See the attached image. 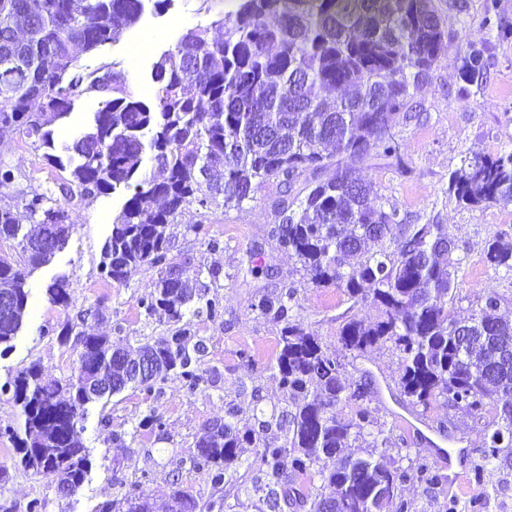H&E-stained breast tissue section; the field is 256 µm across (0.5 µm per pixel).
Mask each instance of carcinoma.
<instances>
[{"label": "carcinoma", "mask_w": 512, "mask_h": 512, "mask_svg": "<svg viewBox=\"0 0 512 512\" xmlns=\"http://www.w3.org/2000/svg\"><path fill=\"white\" fill-rule=\"evenodd\" d=\"M146 0H0V85L14 95L0 98V125L14 127L43 154L50 167L69 171L58 184L68 200L129 191L104 245L101 275L122 283L130 270L160 268L153 294L139 307L150 315L166 312L173 323L166 343L143 344L136 354L116 349L105 336L74 333L76 321L55 327L60 343L76 336L80 346L69 378L47 381L38 364L17 372L13 398L24 416L23 432L5 434L16 444L18 465L78 489L89 459L84 445L85 406L104 398L100 385L121 392L132 385L150 395L170 375L194 392L204 382L206 352L194 339L186 316L206 312L221 317L224 307L207 298L210 285L189 257L169 258L165 235L186 206L238 208L254 199L264 182L282 188L273 209V229L281 248L297 257L309 283L336 285L348 298L371 300L380 319L347 320L340 329L346 350L362 354L391 344L402 354L399 385L414 405L446 404L479 415L489 404L498 420L490 425L484 461L512 454V324L497 314L501 299L489 295L468 320L453 318L448 302L457 285L445 225L435 219L408 224L398 206L372 202L354 163L376 154L399 159V142L389 131L412 118L415 91L445 48L455 47L461 79L480 86L487 78L489 40L466 33L453 41L434 0H235L236 9L209 28L190 30L152 70L154 103L136 97L125 74L112 65L97 74L76 67L70 43L90 52L114 42L141 18ZM30 26L25 43L16 42L13 25ZM502 31L498 0H487L483 29ZM89 92L104 97L90 129L51 153L56 121L70 115L75 101ZM163 172L157 179L140 171L145 148ZM310 174L304 187L300 177ZM445 192L465 206L512 204V149L495 157L474 154L452 171ZM39 216V233H21L18 209ZM71 233L68 213L50 189L14 191L0 204V242L16 243L25 264L36 269L64 248ZM485 265L512 271V248L498 239L483 251ZM15 307L0 320V354L22 327L29 303L26 275L0 259V293ZM48 299L64 308L71 302L70 281L60 276L46 288ZM292 292L263 294L255 309L283 323L275 377L291 409L280 419L264 420L270 436L255 442L231 422L237 415L224 404V420L207 428L189 453L192 466L208 472L207 498L177 487L170 512H224V487L233 468L253 469V494L264 512H283L295 504L307 512H368L367 499L379 486L376 512L411 480H437L425 458L409 468L388 467L376 458L386 444L373 436L374 417L363 407L370 384L351 387L336 352L288 318ZM198 307L190 308V303ZM145 354L152 373L126 383L127 365ZM354 400L355 413L336 418V405ZM370 435L364 457H345L329 469L349 438ZM318 467L319 492L303 494L290 477ZM151 512L143 494L106 503L98 512Z\"/></svg>", "instance_id": "cac0c4a2"}]
</instances>
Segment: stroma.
Returning a JSON list of instances; mask_svg holds the SVG:
<instances>
[{"mask_svg":"<svg viewBox=\"0 0 512 512\" xmlns=\"http://www.w3.org/2000/svg\"><path fill=\"white\" fill-rule=\"evenodd\" d=\"M435 5L450 35L481 34L485 0H435ZM235 7L234 0H168L159 9L147 5L140 21L124 30L119 40L80 54L77 65L91 72L116 64L126 73L135 96L152 101L151 72L164 52L174 49L187 30L209 26ZM148 38L152 49L138 53V45ZM490 54L487 79L478 87L460 79L453 54L443 55L415 94L421 119L400 122L393 130L400 143V161L370 155L357 162L356 174L370 185L372 197L396 203L408 223L423 224L434 217L445 224L458 261V288L449 305L456 317H469L486 295L494 293L501 299L502 317L512 321V272L493 271L483 262L485 243L493 237L512 246V205L467 208L445 193L449 173L466 155L493 156L512 149V37L491 38ZM101 106L102 98L95 93L76 101L71 114L51 127L56 149L79 137ZM0 163L13 169L21 187L53 189L63 178L61 171L45 164L41 151L9 127H0ZM280 192L277 181L270 180L242 207L205 210L193 205L168 225L173 257L188 256L202 268L221 270L209 294L220 299L223 316L214 321L196 317L190 326L206 345L202 368L208 381L190 392L172 376L159 394L149 396L130 386L89 403L83 437L91 469L78 491L64 498L52 477L14 467L15 445L2 433L6 427L20 428L23 421L13 399V377L33 362L49 378L68 377L77 345L60 344L55 326L79 313L85 320L78 323V330L109 337L120 347L156 344L169 334L165 313L149 317L138 305L141 297L154 291L157 269L140 267L122 283L111 284L100 276L102 250L126 191L66 202L72 226L68 244L49 263L31 271L24 328L11 351L0 356V468L9 471L8 479L0 482V505L25 512L27 502L38 496L46 499L47 512H98L104 503L140 490L149 496L155 512H166L173 483L195 495H208L206 470L193 467L187 457L219 407L235 405L237 428L251 430L258 440L263 437L259 420L284 407L283 391L272 370L281 325L253 310L252 304L258 295L280 292L287 285L296 290L289 304L290 320L302 323L336 351L346 365L347 383H371L374 394L367 407L390 441L387 464L407 468L421 456L433 461L438 483L426 486L411 481L400 490L408 512H512V458L496 460L481 481H469L465 492L452 494L446 480L448 466L435 455L439 449L449 452L460 471L472 472L482 460L494 410L474 417L445 404L427 409L412 406L398 385L397 349L387 345L356 357L343 348L339 331L344 320L372 322L379 311L371 302L349 301L336 286L316 288L306 283L294 255L280 250L271 235L277 222L272 203ZM215 238L221 242L217 251L208 247ZM255 248L262 251V269L253 274L246 259ZM62 275L73 289L72 304L66 309L50 303L45 294L47 285ZM244 351L249 354L245 360L240 357ZM150 413L162 417L163 430L138 429L139 420ZM441 423L447 424V433H439ZM116 432L123 434V441H113Z\"/></svg>","mask_w":512,"mask_h":512,"instance_id":"obj_1","label":"stroma"}]
</instances>
